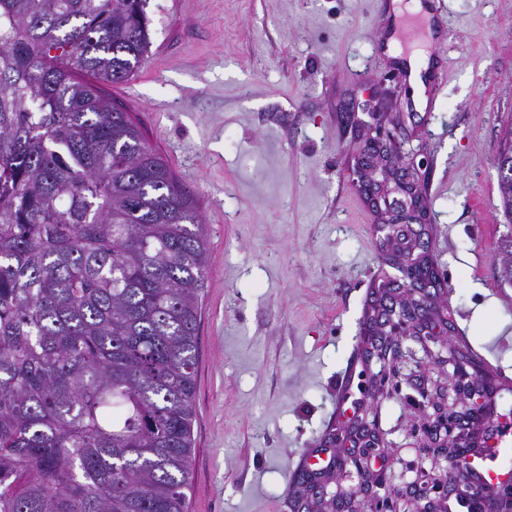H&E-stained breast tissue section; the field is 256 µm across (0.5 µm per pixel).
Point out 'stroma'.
<instances>
[{"mask_svg": "<svg viewBox=\"0 0 512 512\" xmlns=\"http://www.w3.org/2000/svg\"><path fill=\"white\" fill-rule=\"evenodd\" d=\"M150 52L105 87L195 199L208 282L198 326L188 512H427L452 463L428 400L475 361L494 410H512V219L495 155L512 123V0H442L447 79L413 111L407 53L379 49L377 0H148ZM422 147L429 251L443 289L421 341L368 355L386 277L383 217L350 170L372 128ZM344 412H337V405ZM334 453L325 496L300 457ZM372 483V497L362 488Z\"/></svg>", "mask_w": 512, "mask_h": 512, "instance_id": "obj_1", "label": "stroma"}]
</instances>
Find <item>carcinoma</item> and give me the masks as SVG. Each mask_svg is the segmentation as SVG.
I'll return each mask as SVG.
<instances>
[{
    "label": "carcinoma",
    "mask_w": 512,
    "mask_h": 512,
    "mask_svg": "<svg viewBox=\"0 0 512 512\" xmlns=\"http://www.w3.org/2000/svg\"><path fill=\"white\" fill-rule=\"evenodd\" d=\"M146 0H0V512H187L205 225L102 85Z\"/></svg>",
    "instance_id": "cac0c4a2"
}]
</instances>
